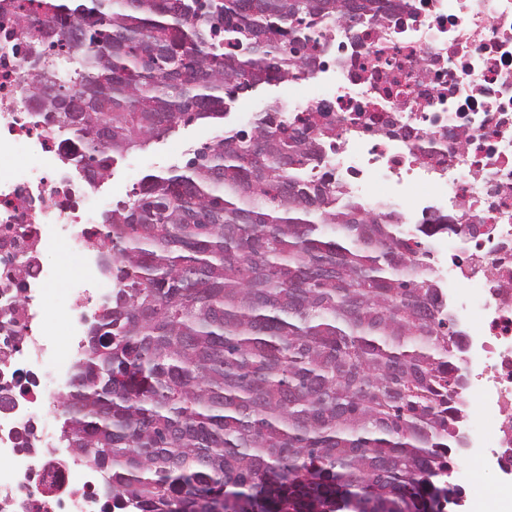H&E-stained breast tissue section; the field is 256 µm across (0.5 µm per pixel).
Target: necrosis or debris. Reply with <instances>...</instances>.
Returning <instances> with one entry per match:
<instances>
[{"label":"necrosis or debris","instance_id":"1","mask_svg":"<svg viewBox=\"0 0 512 512\" xmlns=\"http://www.w3.org/2000/svg\"><path fill=\"white\" fill-rule=\"evenodd\" d=\"M324 65L299 77L279 117L324 129L300 171L370 211L392 210L427 251L459 333L461 456L512 490V0H381L351 25L315 26ZM0 21V512H99L101 472L67 448L55 421L87 354V326L112 279L102 264L100 185L65 154L68 129L23 102L26 67ZM66 245L65 344L49 326L52 262ZM459 512H512L450 464Z\"/></svg>","mask_w":512,"mask_h":512}]
</instances>
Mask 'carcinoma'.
<instances>
[{"mask_svg": "<svg viewBox=\"0 0 512 512\" xmlns=\"http://www.w3.org/2000/svg\"><path fill=\"white\" fill-rule=\"evenodd\" d=\"M374 0H0L23 99L69 129L98 184L117 159L318 67L315 21ZM76 30L85 35L77 47ZM233 38L224 50L221 35ZM226 128L107 215L115 288L88 330L63 433L112 512H444L462 447L436 284L399 217L298 175L311 124Z\"/></svg>", "mask_w": 512, "mask_h": 512, "instance_id": "obj_1", "label": "carcinoma"}]
</instances>
